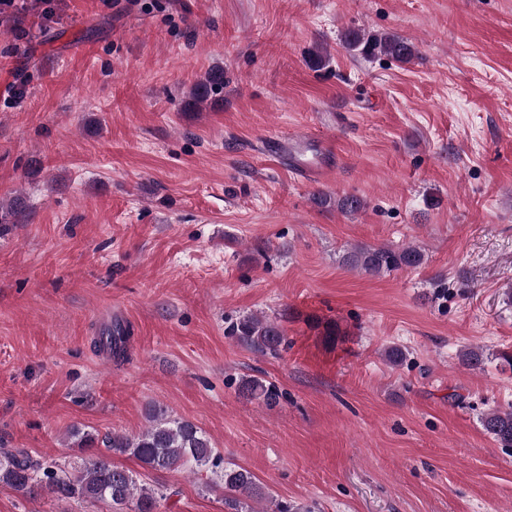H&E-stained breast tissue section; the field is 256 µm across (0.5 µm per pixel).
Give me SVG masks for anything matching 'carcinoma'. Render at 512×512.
I'll list each match as a JSON object with an SVG mask.
<instances>
[{"label": "carcinoma", "mask_w": 512, "mask_h": 512, "mask_svg": "<svg viewBox=\"0 0 512 512\" xmlns=\"http://www.w3.org/2000/svg\"><path fill=\"white\" fill-rule=\"evenodd\" d=\"M343 44L365 57L384 55L407 63L415 57L413 44L395 35H367L349 28L342 34ZM224 84V73L215 71L197 83L190 92V103L197 106ZM19 199L0 202V232L8 230L11 219L19 214ZM426 262L423 250L413 244L401 246H355L342 255V265L365 275L417 269ZM228 335L262 355L276 356L288 346L284 330L263 316L246 315L233 323ZM131 339L130 326L115 321L107 335L94 341L95 348L107 352L117 361L127 357ZM239 392L263 399L267 405L279 401L278 390L257 379L242 381ZM148 426L137 435L119 431L104 434L75 430L85 453L77 468H68L55 461L44 460L25 448H0V485L21 496H32L47 490L57 497L74 501L102 502L117 512H158L160 501L170 497L160 487L140 483L133 473L112 462L114 456H132L150 471L190 469L210 473L205 488L220 491L225 512H257L253 504L267 503V512H311L306 506L283 501L260 486L247 469L224 465V458L215 453L206 432L163 407L153 406L147 413ZM482 426L494 441L512 448V409L491 410L481 418Z\"/></svg>", "instance_id": "1"}]
</instances>
